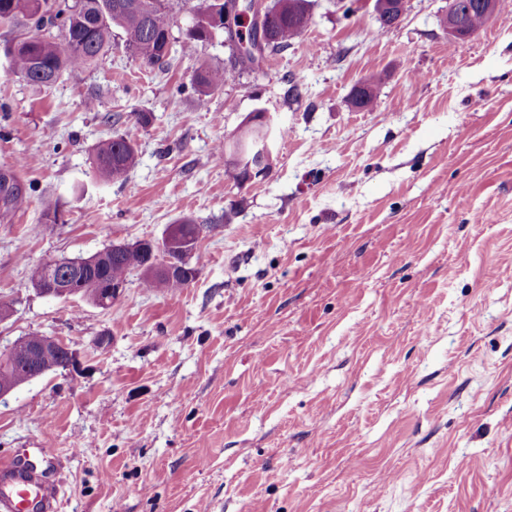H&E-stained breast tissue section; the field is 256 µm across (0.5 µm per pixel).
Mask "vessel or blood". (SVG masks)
Listing matches in <instances>:
<instances>
[{"instance_id":"obj_1","label":"vessel or blood","mask_w":512,"mask_h":512,"mask_svg":"<svg viewBox=\"0 0 512 512\" xmlns=\"http://www.w3.org/2000/svg\"><path fill=\"white\" fill-rule=\"evenodd\" d=\"M29 450L0 461V512H58L56 487L44 485Z\"/></svg>"}]
</instances>
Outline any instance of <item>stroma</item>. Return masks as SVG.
I'll list each match as a JSON object with an SVG mask.
<instances>
[{"label": "stroma", "mask_w": 512, "mask_h": 512, "mask_svg": "<svg viewBox=\"0 0 512 512\" xmlns=\"http://www.w3.org/2000/svg\"><path fill=\"white\" fill-rule=\"evenodd\" d=\"M447 8L406 0L390 28L312 0L257 66L218 39L148 68L117 29L46 89L0 52V167L31 187L0 222V352L45 334L80 360L0 399V458L48 449L60 512H512V17L452 43ZM258 109L287 135L240 186L216 145ZM125 132L137 163L104 182L92 153ZM184 217L206 227L190 288L135 272L107 309L32 288ZM228 73L224 69L213 68L200 64L195 71L194 84L201 94H209L223 88ZM180 273H174L172 278H151L146 275H141L142 283L145 288H166L171 292H180L193 283L195 276L193 272V278L190 279L188 271L177 268Z\"/></svg>", "instance_id": "obj_1"}]
</instances>
